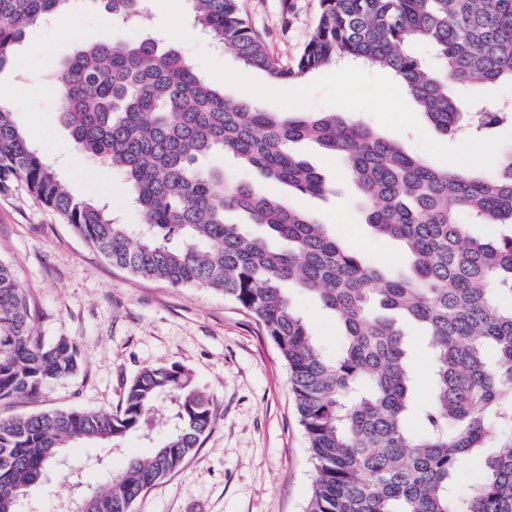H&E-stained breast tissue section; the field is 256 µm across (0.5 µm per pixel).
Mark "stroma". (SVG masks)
I'll use <instances>...</instances> for the list:
<instances>
[{
  "mask_svg": "<svg viewBox=\"0 0 512 512\" xmlns=\"http://www.w3.org/2000/svg\"><path fill=\"white\" fill-rule=\"evenodd\" d=\"M243 5L268 51L293 63L315 23L319 0H244ZM144 7L150 16L146 27L106 29V14L96 0H72L67 9L26 27L0 66V91L21 105L16 119L25 135L71 194L105 202L120 223L141 221L122 177L77 146L59 120L52 93L61 63L78 48L105 39L159 38L227 98L269 112H337L399 140L434 167L461 161L460 137L439 132L387 71L352 68L343 88L326 69L299 83L275 85L263 71L243 68L196 32L190 0H144ZM298 151L329 186L324 196L305 198V210L368 262L404 270L403 246L373 233L343 162L308 142ZM0 260L12 265L28 295L35 333L73 340L81 359L77 375L34 397L0 400V413L70 407L113 412L143 368L179 364L211 398L216 424L197 453L140 498L133 512H305L311 465L288 370L262 327L243 310L208 289L174 287L113 267L20 188L0 194ZM292 299L317 342L335 351L341 342L335 316L301 291H293ZM150 452V442L133 436L124 451L96 468L83 466L90 449H71L70 458L81 469L83 490L90 491L121 470L127 457Z\"/></svg>",
  "mask_w": 512,
  "mask_h": 512,
  "instance_id": "obj_1",
  "label": "stroma"
}]
</instances>
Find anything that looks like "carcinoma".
Returning a JSON list of instances; mask_svg holds the SVG:
<instances>
[{"instance_id": "obj_1", "label": "carcinoma", "mask_w": 512, "mask_h": 512, "mask_svg": "<svg viewBox=\"0 0 512 512\" xmlns=\"http://www.w3.org/2000/svg\"><path fill=\"white\" fill-rule=\"evenodd\" d=\"M69 0H0V65L28 25ZM112 20L143 18V0H101ZM196 26L274 83L299 82L342 62L393 73L416 108L446 134L470 116L476 131L512 118L508 109L469 112L462 89L512 84V0H319L315 24L292 66L270 54L241 0H191ZM435 60L424 64L414 48ZM59 116L75 143L121 172L142 223L115 222L103 203L78 199L0 107V193L25 189L113 266L173 286L224 295L264 329L288 368L311 457L307 512H512V149L498 174L472 165L435 168L369 125L335 112H265L231 100L193 65L152 38L95 42L61 66ZM311 139L341 157L381 236L400 240L412 275L386 271L332 237L304 210L198 165L221 151L297 196L321 195V173L292 144ZM247 214L264 233L226 218ZM506 229L472 236L460 217ZM316 296L343 328L329 356L291 301ZM28 298L0 261V400L32 396L80 367L76 344L32 330ZM424 331L433 390L414 395L404 331ZM175 423L147 458L59 512H132L134 502L194 456L211 432V400L178 364L142 369L112 413L67 408L0 415V512L42 484L62 451L84 443L120 452L151 437L159 402ZM466 460L478 483L459 490Z\"/></svg>"}]
</instances>
